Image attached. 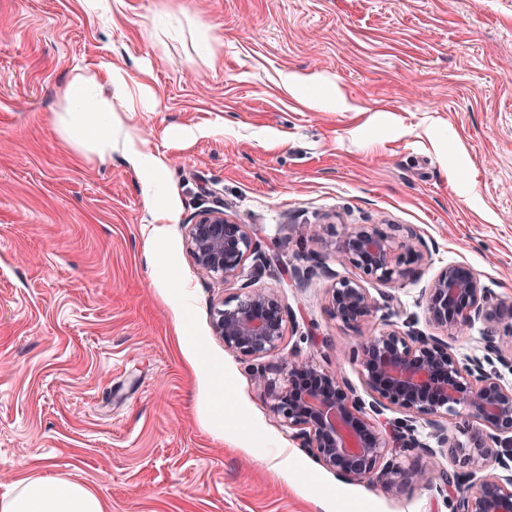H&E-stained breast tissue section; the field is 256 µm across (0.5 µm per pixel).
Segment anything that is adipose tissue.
<instances>
[{
	"label": "adipose tissue",
	"instance_id": "ef3b65f1",
	"mask_svg": "<svg viewBox=\"0 0 512 512\" xmlns=\"http://www.w3.org/2000/svg\"><path fill=\"white\" fill-rule=\"evenodd\" d=\"M154 100L145 78L132 75L112 59H102L73 67L57 120L65 140L79 154L102 160L119 156L142 179L150 223L169 224L175 219L174 210L158 204L171 190L166 159L147 149L141 136L124 125L113 109L118 103L125 111L138 112ZM0 512H105V505L95 492L69 477L33 476L0 493Z\"/></svg>",
	"mask_w": 512,
	"mask_h": 512
}]
</instances>
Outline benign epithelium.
<instances>
[{"label":"benign epithelium","mask_w":512,"mask_h":512,"mask_svg":"<svg viewBox=\"0 0 512 512\" xmlns=\"http://www.w3.org/2000/svg\"><path fill=\"white\" fill-rule=\"evenodd\" d=\"M303 240L322 239L320 224H293ZM189 254L201 274L239 293L214 307L212 327L224 348L242 357L278 356L282 383L267 369L255 373V387L273 401V411L292 430L299 447L345 481L397 486L402 470L389 457L393 450L427 457L413 469L417 481L430 479L438 451L419 438L417 424L433 429L439 447L452 449L462 471H440L445 488L465 486L456 496L455 512H512V386L505 385L495 363L506 361L500 326L512 320V299L497 297L464 264L441 269L422 291L429 322L444 336L417 328L408 315L397 325L357 341L366 396L320 365L294 354L282 355L287 310L276 294L254 287L244 277V263L254 257L255 271L270 266L246 225L222 210H205L188 225ZM427 244L398 224L346 225L336 261L359 272L343 276L329 289L327 307L339 322L355 327L374 312L363 281L392 285L404 280L425 260ZM481 322L485 325L472 356L461 361L447 337ZM396 410L393 440L379 428L380 417ZM464 419L465 440L448 437L439 419Z\"/></svg>","instance_id":"benign-epithelium-1"}]
</instances>
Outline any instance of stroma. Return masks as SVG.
Wrapping results in <instances>:
<instances>
[{"instance_id": "1", "label": "stroma", "mask_w": 512, "mask_h": 512, "mask_svg": "<svg viewBox=\"0 0 512 512\" xmlns=\"http://www.w3.org/2000/svg\"><path fill=\"white\" fill-rule=\"evenodd\" d=\"M0 0V491L57 473L106 512H454L452 492L345 482L292 440L254 386L275 358L225 350L186 226L221 209L272 259L284 350L353 387L356 339L443 267L512 298V0ZM219 48L199 56V32ZM150 66L154 107L120 112L164 154L177 220L147 223L119 160L75 159L56 124L74 64ZM289 72L317 76L289 96ZM337 91L351 111L328 102ZM205 125L195 140L182 131ZM294 224L323 225L318 243ZM346 224H402L429 248L372 317L326 305ZM310 269L305 286L293 269ZM394 296L386 302L384 293ZM224 400V428L212 412Z\"/></svg>"}]
</instances>
